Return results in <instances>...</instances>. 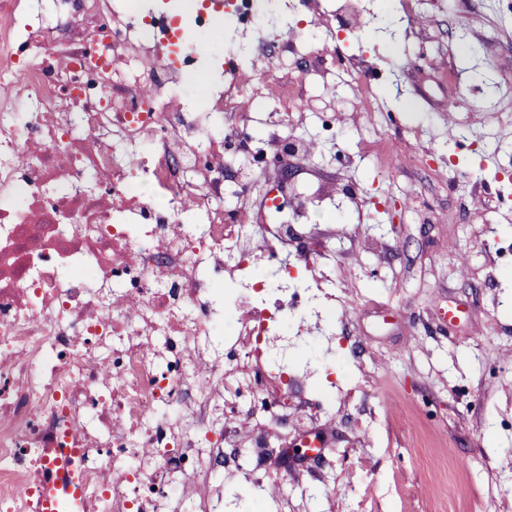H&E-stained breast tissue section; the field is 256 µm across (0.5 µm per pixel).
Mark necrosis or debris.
Listing matches in <instances>:
<instances>
[{
	"label": "necrosis or debris",
	"mask_w": 512,
	"mask_h": 512,
	"mask_svg": "<svg viewBox=\"0 0 512 512\" xmlns=\"http://www.w3.org/2000/svg\"><path fill=\"white\" fill-rule=\"evenodd\" d=\"M27 8L0 0V512H35L60 448L81 493L54 512H213L218 466L265 498L234 423L247 398L277 422L303 384L288 242L323 239L221 203L255 74L226 59L208 111L175 108L196 54L172 18L59 0L23 28Z\"/></svg>",
	"instance_id": "4bbe7bcc"
}]
</instances>
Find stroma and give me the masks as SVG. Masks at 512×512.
<instances>
[{
  "label": "stroma",
  "instance_id": "stroma-1",
  "mask_svg": "<svg viewBox=\"0 0 512 512\" xmlns=\"http://www.w3.org/2000/svg\"><path fill=\"white\" fill-rule=\"evenodd\" d=\"M322 6L317 28L276 5L255 33L225 29L192 85L204 103L235 54L259 74L241 99L263 100L289 72L258 45L311 43L296 110L257 109L251 128L317 144L306 162L289 160L279 192L336 187V206L316 212L334 231L328 255L300 264L334 267L323 295L336 320L300 349L311 370L334 371L306 387L326 413L308 417L289 393L259 457L273 497L254 501L243 475L228 476L224 512H512V261L497 250L512 236V0H425L415 15L404 0H364L366 27L339 46L323 31L336 0ZM337 50L370 53L383 75L360 87L324 74ZM325 123L336 137L321 142ZM316 430L323 457L303 460L296 449ZM459 459L468 469L449 470Z\"/></svg>",
  "mask_w": 512,
  "mask_h": 512
}]
</instances>
